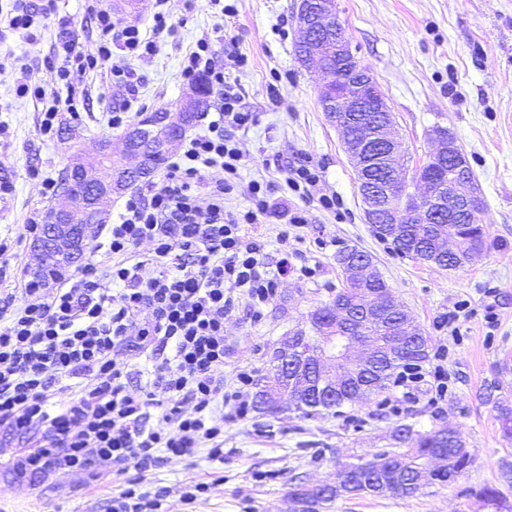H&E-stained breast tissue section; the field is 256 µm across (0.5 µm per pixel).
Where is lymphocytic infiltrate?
Masks as SVG:
<instances>
[{"instance_id":"obj_1","label":"lymphocytic infiltrate","mask_w":512,"mask_h":512,"mask_svg":"<svg viewBox=\"0 0 512 512\" xmlns=\"http://www.w3.org/2000/svg\"><path fill=\"white\" fill-rule=\"evenodd\" d=\"M94 23L97 56L59 35L44 62L68 88L65 109L42 112L40 130L53 134L63 111L82 97L76 78L97 71L119 49L134 56L153 50L139 27L122 26L104 0H85ZM182 72L204 75L224 103L206 134L186 140L164 180L130 196L116 223L99 225L91 245L107 266L86 263L74 275L26 276L0 267V283L17 282L21 305L0 298V430L22 439L8 460L19 475L48 481L52 473L111 469L118 488L109 512H163L169 487L148 480L161 465L205 451L224 458V409L248 415L251 371L225 386L224 320L235 301L253 315L275 297L287 260L269 270L264 245L246 237L271 208L272 185L251 181V205L224 207L240 182L237 131L256 122L227 82L223 66L199 40ZM224 172L210 181L209 169ZM149 242L152 252L135 260ZM151 362L145 385L129 387L133 359Z\"/></svg>"}]
</instances>
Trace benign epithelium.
Segmentation results:
<instances>
[{"mask_svg": "<svg viewBox=\"0 0 512 512\" xmlns=\"http://www.w3.org/2000/svg\"><path fill=\"white\" fill-rule=\"evenodd\" d=\"M295 23L300 38L297 41L300 64L317 62L323 74L319 106L327 120L336 127L345 152L357 175V186L367 222L401 224L407 219L416 224H435L443 218L453 223L462 212L477 214L479 190L466 175L467 159L455 141L436 132V151L430 161L448 159V175L440 178L427 165L414 170L403 163L401 142L395 120L383 93L375 80L361 67L352 49L346 29L336 19L334 0H298ZM336 58L340 74L331 76L328 63ZM160 122L147 127L134 125L123 135L119 156L112 155V143L104 140L96 147L98 165L106 171L103 179L88 174L83 163L71 167L72 178L55 206L34 251L41 262L57 261L72 265L82 256L88 237V218L99 220L109 198L127 187V178L147 171V158L142 151L143 138L160 134V127L172 118L170 113L158 114ZM382 150L381 160L385 180L375 185L364 176L366 159L371 150ZM348 283L367 293L364 316L354 315L351 302L345 298L332 307L333 322L349 324L361 320L359 335H336V327L325 330L316 340L303 332L289 337L282 345L283 354L272 361V375L258 390L263 404L276 403L287 409L288 393L309 394L316 390L336 395V390L360 384L359 377L368 373L377 357V347L394 355L411 338L429 344L430 339L408 311L393 297L390 289L380 287L384 279L366 258L349 255L339 261ZM379 328L382 342L375 341L369 326ZM444 452L429 457L425 469L416 481L422 488L425 479L442 469ZM353 468L342 464L336 477L329 482L331 494L348 495L353 486ZM322 483L303 484L299 494L290 497L293 512H305Z\"/></svg>", "mask_w": 512, "mask_h": 512, "instance_id": "7a95c632", "label": "benign epithelium"}]
</instances>
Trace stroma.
<instances>
[{"mask_svg": "<svg viewBox=\"0 0 512 512\" xmlns=\"http://www.w3.org/2000/svg\"><path fill=\"white\" fill-rule=\"evenodd\" d=\"M335 2L359 63L394 114L408 166L428 161L437 126L448 129L465 153L485 200L481 220L489 244L473 262L448 270L414 261L366 224L353 167L318 105L322 77L294 56L296 0H165L160 7L172 29L159 34L152 31L155 0H139L128 13L111 5L116 21L152 35L154 51L137 57L113 50L111 66L84 78L83 106L64 115L50 136L40 131L39 114L63 107L67 91L42 59L62 31L85 54H96L93 24L82 0H56L33 38L0 26V51L22 61L21 67L0 70V180L13 186L0 195V238L10 246L9 265L40 263L24 224L31 212L54 203L43 195L42 179H59L77 158L93 164L99 141H111L113 151H120L125 125L141 113L175 109L192 84L181 61L203 38L217 63L225 64L232 49L247 56V66L228 68L226 77L257 115L249 130L235 134L242 185L226 195L224 205L246 210V183L272 182L273 208L243 232L264 242L270 266L284 257L292 266L260 317L243 305L226 317L225 381L244 369L252 370L256 383L266 380L273 350L308 329V315L344 288L336 255L347 247L373 259L395 298L429 336L430 356L443 357L448 370V393L437 403L422 381L412 398L388 388L334 416L303 418L286 410L272 417L253 410L242 419H225L223 461L201 452L155 470L154 481L171 489L167 512H290L291 478L332 480L337 463L394 448L392 433L404 423L421 431L444 423L458 430L471 466L447 485L425 486L411 498L343 496L327 512H495L481 494L485 487L497 489L512 506V436L504 434L498 413L499 406L512 407V0ZM115 64L136 85V95L115 84ZM27 79L45 88L44 100L16 97L17 83ZM120 106L127 114L124 125L116 126L112 112ZM300 159L321 171L307 202L287 184L289 163ZM34 168L40 178H31ZM321 194L342 198V210H323ZM299 206L306 210L305 224L284 227V212ZM305 266L314 268V277L302 276ZM462 303L470 314L450 328L448 314ZM489 305L496 313L491 325L484 319ZM190 480L207 482L209 490L188 504L180 488ZM115 491L108 471L96 481L69 470L44 484L20 477L12 487L0 482V512H104Z\"/></svg>", "mask_w": 512, "mask_h": 512, "instance_id": "1", "label": "stroma"}]
</instances>
